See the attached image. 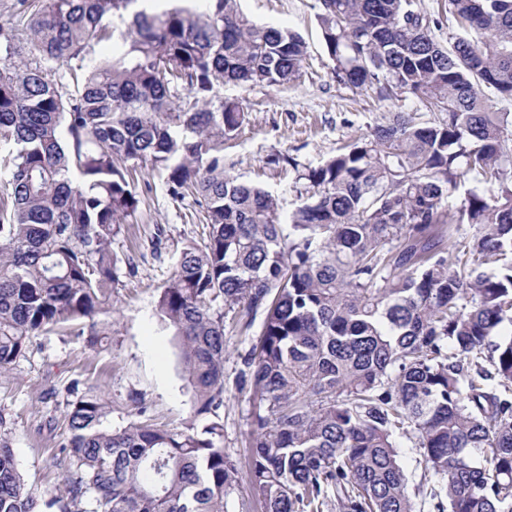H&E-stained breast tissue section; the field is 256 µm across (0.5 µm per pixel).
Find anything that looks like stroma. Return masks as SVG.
I'll return each instance as SVG.
<instances>
[{"label":"stroma","instance_id":"obj_1","mask_svg":"<svg viewBox=\"0 0 512 512\" xmlns=\"http://www.w3.org/2000/svg\"><path fill=\"white\" fill-rule=\"evenodd\" d=\"M240 7L257 22L296 31L309 48L300 77L288 86L227 84L217 90L221 97L239 99L247 113L237 136L224 144L225 170L272 191L281 212L294 206V174L267 167L271 155L284 154L314 165L369 133L391 113L403 110L416 113L423 122L434 120V113L414 96L381 100L336 80L317 23L318 0H240ZM137 177L138 210L129 217L126 231L112 242L121 281L112 298V335L93 349L71 336L36 337L11 373L0 375V414L8 421L18 469L26 485L45 497L62 490L58 442L64 421L59 404L73 378L99 388L111 400L109 426L126 425L137 399L154 423L182 429L190 422L193 389L178 339L173 329L161 324L156 303L181 249L202 232L199 207L191 196L172 199L163 178L149 167L138 168ZM258 332V327L231 323L224 336V405L219 415L224 451L238 464L228 512H242L241 500L250 494V392L240 387L238 379L240 355ZM398 444L415 512H430L429 492L436 478L414 433L400 436Z\"/></svg>","mask_w":512,"mask_h":512}]
</instances>
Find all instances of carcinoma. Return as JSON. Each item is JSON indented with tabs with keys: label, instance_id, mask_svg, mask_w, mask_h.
I'll return each instance as SVG.
<instances>
[{
	"label": "carcinoma",
	"instance_id": "1",
	"mask_svg": "<svg viewBox=\"0 0 512 512\" xmlns=\"http://www.w3.org/2000/svg\"><path fill=\"white\" fill-rule=\"evenodd\" d=\"M183 2L18 0L25 23L0 21V372L35 336L112 335V240L137 210V165L165 173L172 198L192 193L206 219L157 301L205 424L168 429L139 406L107 429L109 402L74 378L63 492L27 488L0 437V512H227L225 318L250 327L259 310L239 380L262 512H413L397 452L410 429L438 476L435 512H512V334L494 338L512 325V113L487 95L512 100V0H448L446 47L414 0H319L339 81L445 116L394 112L301 171L268 159L298 171L286 217L224 170L245 112L214 88L284 86L307 43L238 0ZM111 38L112 57L89 59ZM445 241L465 257L453 271Z\"/></svg>",
	"mask_w": 512,
	"mask_h": 512
}]
</instances>
